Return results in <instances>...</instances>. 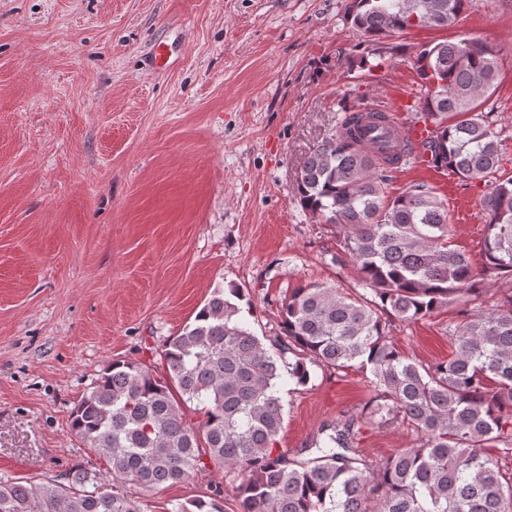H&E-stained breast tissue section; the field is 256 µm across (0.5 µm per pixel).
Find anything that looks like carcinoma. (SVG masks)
Returning a JSON list of instances; mask_svg holds the SVG:
<instances>
[{
    "label": "carcinoma",
    "mask_w": 512,
    "mask_h": 512,
    "mask_svg": "<svg viewBox=\"0 0 512 512\" xmlns=\"http://www.w3.org/2000/svg\"><path fill=\"white\" fill-rule=\"evenodd\" d=\"M467 0H350L347 19L369 54L393 33L453 25ZM414 65L426 93L420 118L434 126L422 152L463 185L486 181L481 262L452 241L448 209L425 183L386 195L390 173L413 153L370 133L381 111L342 105L340 129L296 175L301 207L339 229L340 247L369 296L308 283L281 304L280 334L265 345L241 317L238 288H216L162 355L167 378L137 361H112L71 415L72 431L109 464L108 475L73 467L34 485L0 479V512H148L149 494L209 467L238 480L239 512H512V294L448 324L453 357L423 365L390 337L479 299L512 280V177L497 176L501 141L481 110L496 88L498 53L477 39L425 44ZM292 354L294 361H287ZM370 374L373 415L411 426L419 443L375 464L354 452L351 420L323 425L317 455L279 447V381L297 386L314 369ZM201 407L192 425L181 406ZM170 512H224V487Z\"/></svg>",
    "instance_id": "carcinoma-1"
}]
</instances>
